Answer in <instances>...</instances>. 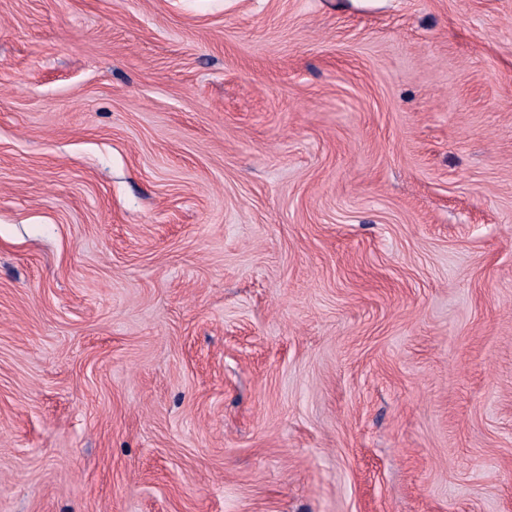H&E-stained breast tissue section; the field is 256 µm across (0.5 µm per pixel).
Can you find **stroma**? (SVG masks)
I'll return each instance as SVG.
<instances>
[{
  "instance_id": "stroma-1",
  "label": "stroma",
  "mask_w": 512,
  "mask_h": 512,
  "mask_svg": "<svg viewBox=\"0 0 512 512\" xmlns=\"http://www.w3.org/2000/svg\"><path fill=\"white\" fill-rule=\"evenodd\" d=\"M0 512H512V0H0Z\"/></svg>"
}]
</instances>
